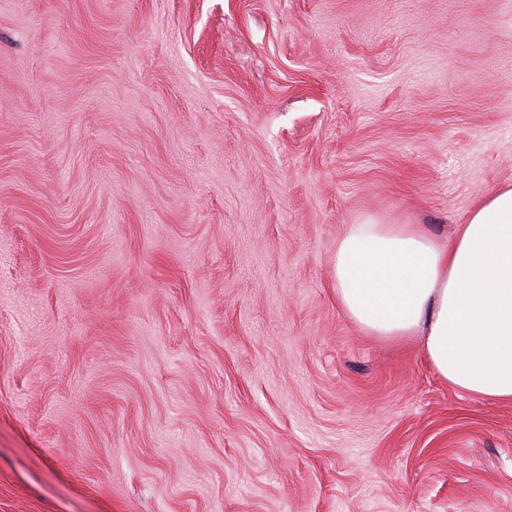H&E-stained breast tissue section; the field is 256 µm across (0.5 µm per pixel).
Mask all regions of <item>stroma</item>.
I'll use <instances>...</instances> for the list:
<instances>
[{
  "label": "stroma",
  "instance_id": "35a3bbf8",
  "mask_svg": "<svg viewBox=\"0 0 512 512\" xmlns=\"http://www.w3.org/2000/svg\"><path fill=\"white\" fill-rule=\"evenodd\" d=\"M509 186L512 0H0V512H512L333 281Z\"/></svg>",
  "mask_w": 512,
  "mask_h": 512
}]
</instances>
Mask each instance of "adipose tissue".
<instances>
[{"label":"adipose tissue","mask_w":512,"mask_h":512,"mask_svg":"<svg viewBox=\"0 0 512 512\" xmlns=\"http://www.w3.org/2000/svg\"><path fill=\"white\" fill-rule=\"evenodd\" d=\"M334 292L365 335L420 339L428 367L452 388L512 402V187L447 238L373 216L343 225Z\"/></svg>","instance_id":"1"}]
</instances>
